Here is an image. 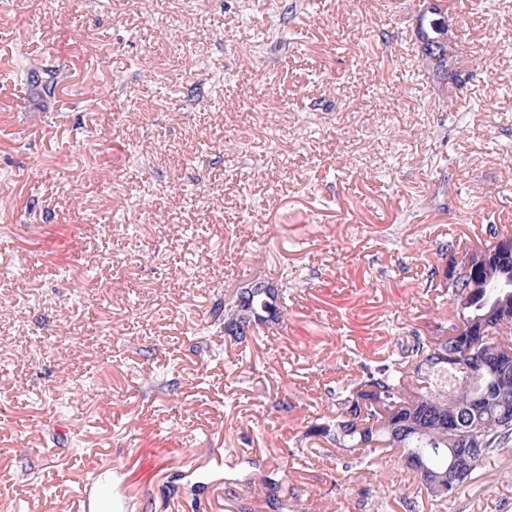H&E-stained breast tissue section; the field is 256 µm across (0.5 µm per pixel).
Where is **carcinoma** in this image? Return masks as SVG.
<instances>
[{"instance_id": "cac0c4a2", "label": "carcinoma", "mask_w": 512, "mask_h": 512, "mask_svg": "<svg viewBox=\"0 0 512 512\" xmlns=\"http://www.w3.org/2000/svg\"><path fill=\"white\" fill-rule=\"evenodd\" d=\"M444 19L422 12L417 33L439 41ZM65 73L53 66L28 69L27 85L53 99ZM497 252L472 255L485 288L466 281L448 289L454 320L427 337L415 336L399 363L367 368L340 396L336 418L313 424L307 435L342 450L378 447L400 451L432 501L444 504L461 492L471 471L458 472L454 452L466 449L481 461L512 438V237ZM283 290H238L225 308L224 323L242 327L284 320ZM463 324V332L447 329Z\"/></svg>"}]
</instances>
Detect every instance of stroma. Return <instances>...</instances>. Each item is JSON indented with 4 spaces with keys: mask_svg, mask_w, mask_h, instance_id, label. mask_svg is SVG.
I'll return each mask as SVG.
<instances>
[{
    "mask_svg": "<svg viewBox=\"0 0 512 512\" xmlns=\"http://www.w3.org/2000/svg\"><path fill=\"white\" fill-rule=\"evenodd\" d=\"M447 2L460 89L426 0H0V512H77L95 466L133 512H512V443L439 506L306 435L452 318L450 253L512 235V0ZM257 278L283 322L225 335ZM444 27H446L447 31L448 24H446L443 18L424 11L419 17V27L417 28L419 39L423 41L429 40L432 45L439 41ZM65 73L53 66L31 67L27 73V85L41 97L55 99L57 88L66 79Z\"/></svg>",
    "mask_w": 512,
    "mask_h": 512,
    "instance_id": "35a3bbf8",
    "label": "stroma"
}]
</instances>
